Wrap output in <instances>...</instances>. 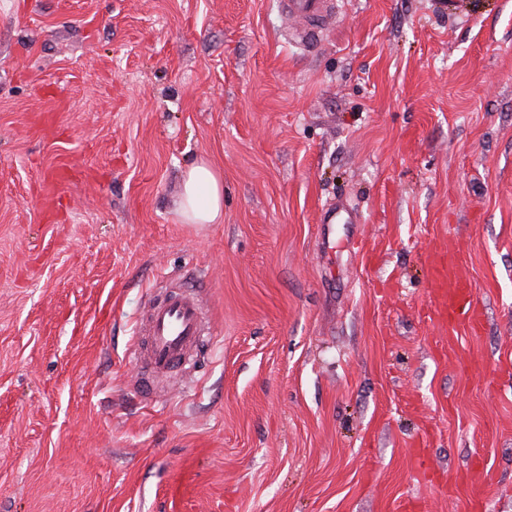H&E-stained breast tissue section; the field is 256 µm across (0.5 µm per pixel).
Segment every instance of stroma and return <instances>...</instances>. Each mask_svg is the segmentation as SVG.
<instances>
[{
    "mask_svg": "<svg viewBox=\"0 0 512 512\" xmlns=\"http://www.w3.org/2000/svg\"><path fill=\"white\" fill-rule=\"evenodd\" d=\"M335 3L307 47L278 0H0V512H512V0ZM178 286L209 334L146 399ZM177 213L184 224H220L224 220V177L215 164L201 159L183 173ZM434 293L432 312L448 323V332L463 329L476 333L484 326L485 313L476 296V286L468 274L466 252L448 239V250L425 255Z\"/></svg>",
    "mask_w": 512,
    "mask_h": 512,
    "instance_id": "35a3bbf8",
    "label": "stroma"
}]
</instances>
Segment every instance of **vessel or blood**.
Segmentation results:
<instances>
[{
	"label": "vessel or blood",
	"mask_w": 512,
	"mask_h": 512,
	"mask_svg": "<svg viewBox=\"0 0 512 512\" xmlns=\"http://www.w3.org/2000/svg\"><path fill=\"white\" fill-rule=\"evenodd\" d=\"M332 0H279L282 11L296 22V38L307 45L319 42ZM434 293L432 311L447 323L449 332L475 333L484 325L485 313L476 296V286L468 274L465 251L449 242L447 250L425 255ZM205 313L196 296L171 291L151 304L144 324L141 357L150 375L139 385L150 395L152 379L180 363L197 348L204 333Z\"/></svg>",
	"instance_id": "1"
}]
</instances>
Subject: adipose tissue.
Instances as JSON below:
<instances>
[{
  "mask_svg": "<svg viewBox=\"0 0 512 512\" xmlns=\"http://www.w3.org/2000/svg\"><path fill=\"white\" fill-rule=\"evenodd\" d=\"M177 213L185 224H218L224 219V177L210 161L192 163L183 173Z\"/></svg>",
  "mask_w": 512,
  "mask_h": 512,
  "instance_id": "1",
  "label": "adipose tissue"
}]
</instances>
